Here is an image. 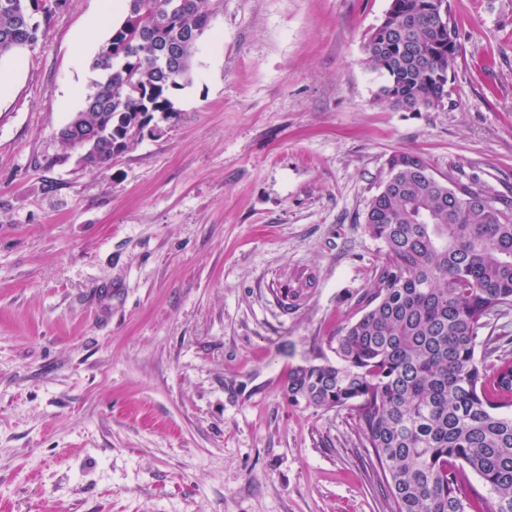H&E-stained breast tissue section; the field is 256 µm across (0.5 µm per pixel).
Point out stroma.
Here are the masks:
<instances>
[{
	"mask_svg": "<svg viewBox=\"0 0 512 512\" xmlns=\"http://www.w3.org/2000/svg\"><path fill=\"white\" fill-rule=\"evenodd\" d=\"M449 3L448 99L402 112L364 52L389 0H214L173 113L101 169L58 131L105 0L0 59V512H388L351 412L285 385L360 315L390 155L512 187V0Z\"/></svg>",
	"mask_w": 512,
	"mask_h": 512,
	"instance_id": "35a3bbf8",
	"label": "stroma"
}]
</instances>
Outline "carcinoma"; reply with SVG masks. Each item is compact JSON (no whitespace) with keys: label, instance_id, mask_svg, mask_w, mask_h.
Masks as SVG:
<instances>
[{"label":"carcinoma","instance_id":"obj_1","mask_svg":"<svg viewBox=\"0 0 512 512\" xmlns=\"http://www.w3.org/2000/svg\"><path fill=\"white\" fill-rule=\"evenodd\" d=\"M61 0H0V58L46 35ZM125 0L123 20L99 47L100 72L65 144L106 167L128 151L145 118L173 111L191 81L192 55L213 0ZM390 0L364 50L386 77L381 94L405 112L444 105L459 53L448 0ZM42 14V19L35 18ZM363 224L383 245L361 316L332 341L336 362L288 370V401L346 409L380 468L390 512H512V337L480 336L512 307V197L433 174L424 157L396 152ZM483 357L477 358L478 347Z\"/></svg>","mask_w":512,"mask_h":512}]
</instances>
